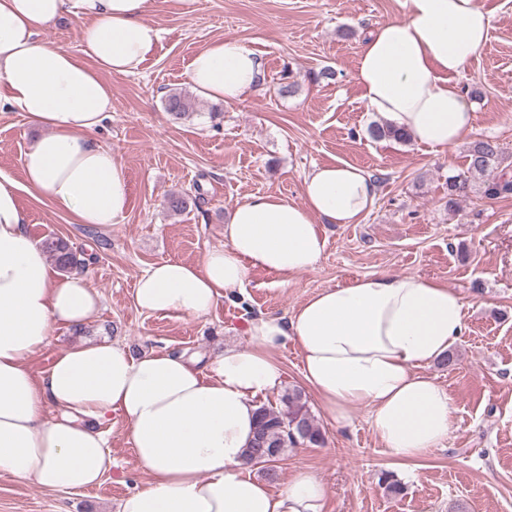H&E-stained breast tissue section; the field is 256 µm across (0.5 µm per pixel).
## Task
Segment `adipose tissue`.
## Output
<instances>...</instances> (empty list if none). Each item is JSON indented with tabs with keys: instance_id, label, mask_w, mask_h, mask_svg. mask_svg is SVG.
I'll return each mask as SVG.
<instances>
[{
	"instance_id": "adipose-tissue-1",
	"label": "adipose tissue",
	"mask_w": 512,
	"mask_h": 512,
	"mask_svg": "<svg viewBox=\"0 0 512 512\" xmlns=\"http://www.w3.org/2000/svg\"><path fill=\"white\" fill-rule=\"evenodd\" d=\"M150 0H0V112L42 128L25 153L27 185L75 223L108 228L128 208L126 171L92 137L110 117L101 72H137L160 39L145 19ZM402 14L363 43L356 81L368 111L413 142L445 153L475 122L455 78L483 50L491 18L480 0H400ZM82 22V54L38 39L62 15ZM201 96L234 102L263 82L262 59L227 37L199 50L187 72ZM365 169L314 167L301 201L255 194L236 203L224 245L200 263L167 260L138 279L134 300L164 316H206L240 293L248 272L283 278L314 268L321 223L359 224L375 204ZM15 185L0 181V474L45 490H81L112 466L106 425L127 442L148 481L118 512H324L327 487L297 470L286 489L245 475L256 400L280 385L273 354L300 351L302 376L333 421L366 409L389 455L407 464L443 444L452 401L429 374L466 330L467 301L435 279L385 272L309 296L289 318L253 320L250 343L207 359L153 349L131 355L106 340L57 353L43 376L25 360L56 328L78 329L99 308L79 273L61 274L25 228Z\"/></svg>"
}]
</instances>
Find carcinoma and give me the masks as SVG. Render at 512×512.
<instances>
[{
    "label": "carcinoma",
    "instance_id": "obj_1",
    "mask_svg": "<svg viewBox=\"0 0 512 512\" xmlns=\"http://www.w3.org/2000/svg\"><path fill=\"white\" fill-rule=\"evenodd\" d=\"M165 108L180 119L190 113L192 103L186 93L174 91L167 95ZM368 134L374 140L409 141L407 134L386 122L371 123ZM501 155L496 142L489 139L475 142L468 151L466 168L448 177V204H453L455 198L467 191L471 177L491 171L499 163ZM42 245L59 270L70 272L83 268V260L77 257V252L67 240L50 237L44 239ZM280 402V408L265 404L258 407L257 426L243 456V465L258 468L271 480L278 476L277 463L288 453V449L301 444L318 446L324 442L322 430L301 390L292 388L285 391Z\"/></svg>",
    "mask_w": 512,
    "mask_h": 512
}]
</instances>
